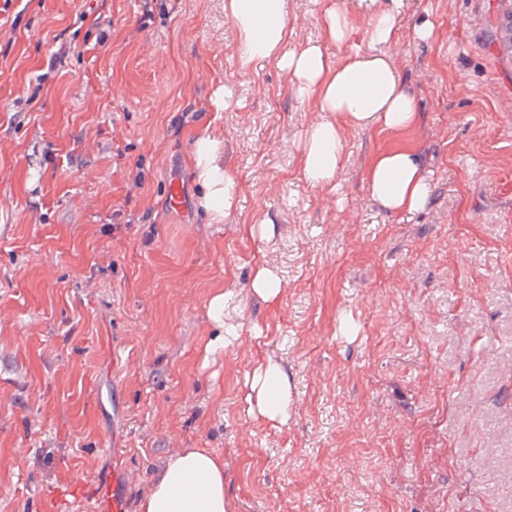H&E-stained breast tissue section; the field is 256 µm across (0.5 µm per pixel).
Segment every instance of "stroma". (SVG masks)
<instances>
[{
    "label": "stroma",
    "mask_w": 512,
    "mask_h": 512,
    "mask_svg": "<svg viewBox=\"0 0 512 512\" xmlns=\"http://www.w3.org/2000/svg\"><path fill=\"white\" fill-rule=\"evenodd\" d=\"M404 2L390 54L420 122L346 129L332 193L300 167L316 113L274 64L239 68L224 0L0 11V512H95L70 488L112 470L138 512L187 448L223 457L227 512H512V58L493 40L512 0ZM323 9L289 0L298 41ZM196 133L236 181L220 224ZM395 146L429 173L412 214L364 181ZM267 360L280 422L249 409ZM251 287L267 303H275L280 295L277 276L262 262H257L254 266ZM273 378L276 380L275 386H271ZM250 387L255 396L257 412L268 420L282 421L287 411L290 392L288 378L279 366L271 361L260 363L253 373Z\"/></svg>",
    "instance_id": "stroma-1"
}]
</instances>
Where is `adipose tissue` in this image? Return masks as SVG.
<instances>
[{"label":"adipose tissue","mask_w":512,"mask_h":512,"mask_svg":"<svg viewBox=\"0 0 512 512\" xmlns=\"http://www.w3.org/2000/svg\"><path fill=\"white\" fill-rule=\"evenodd\" d=\"M368 2L373 12L365 31L367 50L338 56L327 47L343 45L349 35L339 0H326L321 16L323 42L304 45L295 42L288 0H224L240 68L275 62L288 73L297 95L318 112V120L305 131L301 171L311 185L330 192L347 161L345 128L403 133L419 122L416 102L404 89L400 71L388 53L399 38L403 0ZM190 161L203 189V208L212 222L222 223L232 211L236 181L220 163L214 139L197 138ZM364 180L373 201L388 213H412L426 203L428 173L413 149L376 152ZM251 391L261 416L283 420L290 392L288 378L278 365L259 364ZM139 512H225L223 457L202 448L170 454L141 500Z\"/></svg>","instance_id":"ef3b65f1"}]
</instances>
